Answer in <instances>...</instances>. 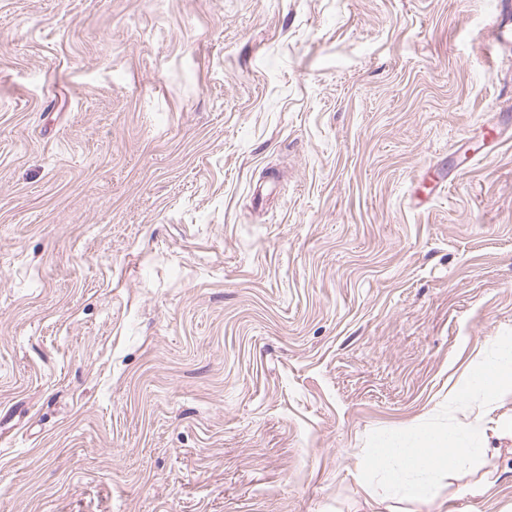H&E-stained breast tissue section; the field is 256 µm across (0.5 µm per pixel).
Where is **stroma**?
Wrapping results in <instances>:
<instances>
[{
  "label": "stroma",
  "instance_id": "obj_1",
  "mask_svg": "<svg viewBox=\"0 0 512 512\" xmlns=\"http://www.w3.org/2000/svg\"><path fill=\"white\" fill-rule=\"evenodd\" d=\"M511 11L0 0V512H512L357 462L512 330Z\"/></svg>",
  "mask_w": 512,
  "mask_h": 512
}]
</instances>
